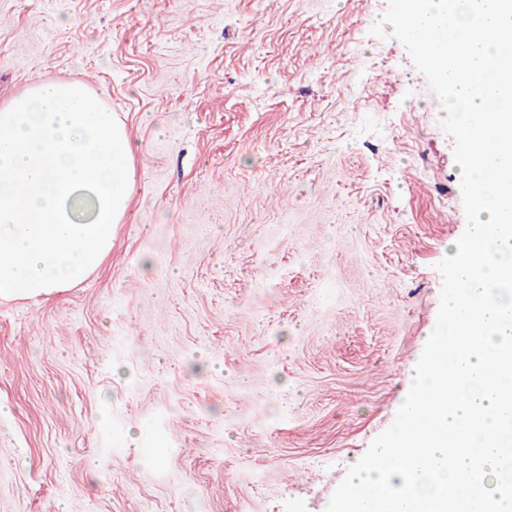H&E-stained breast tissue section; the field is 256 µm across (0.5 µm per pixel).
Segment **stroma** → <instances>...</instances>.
I'll return each instance as SVG.
<instances>
[{"mask_svg": "<svg viewBox=\"0 0 512 512\" xmlns=\"http://www.w3.org/2000/svg\"><path fill=\"white\" fill-rule=\"evenodd\" d=\"M388 0H0V103L106 88L112 251L0 301V512H325L394 421L467 227Z\"/></svg>", "mask_w": 512, "mask_h": 512, "instance_id": "35a3bbf8", "label": "stroma"}]
</instances>
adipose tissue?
<instances>
[{
    "instance_id": "1",
    "label": "adipose tissue",
    "mask_w": 512,
    "mask_h": 512,
    "mask_svg": "<svg viewBox=\"0 0 512 512\" xmlns=\"http://www.w3.org/2000/svg\"><path fill=\"white\" fill-rule=\"evenodd\" d=\"M106 90L42 81L0 105V299L82 282L112 250L137 147Z\"/></svg>"
}]
</instances>
